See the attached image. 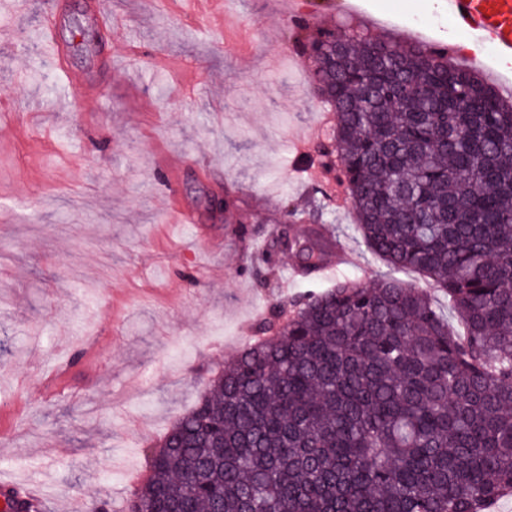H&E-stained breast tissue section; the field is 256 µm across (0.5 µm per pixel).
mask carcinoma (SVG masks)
<instances>
[{
  "label": "carcinoma",
  "instance_id": "cac0c4a2",
  "mask_svg": "<svg viewBox=\"0 0 512 512\" xmlns=\"http://www.w3.org/2000/svg\"><path fill=\"white\" fill-rule=\"evenodd\" d=\"M306 48L335 116L317 155L388 272L269 303L120 512H484L512 493V99L433 45L317 27ZM287 217L276 245L327 262ZM400 277L406 282L413 284L419 290L427 293L437 306L446 308V301L443 293L438 291V288H435L430 280L412 270L405 271L400 274Z\"/></svg>",
  "mask_w": 512,
  "mask_h": 512
}]
</instances>
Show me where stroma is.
I'll list each match as a JSON object with an SVG mask.
<instances>
[{
	"instance_id": "35a3bbf8",
	"label": "stroma",
	"mask_w": 512,
	"mask_h": 512,
	"mask_svg": "<svg viewBox=\"0 0 512 512\" xmlns=\"http://www.w3.org/2000/svg\"><path fill=\"white\" fill-rule=\"evenodd\" d=\"M91 2L52 0L50 35L38 0H0V471L46 512L119 506L126 467L141 468L269 299L387 271L336 196L325 211L346 258L333 275L297 276L271 248V218L290 206L305 220L336 177L316 154L335 116L292 17L404 43L469 40L442 0H231L203 16L187 0H101L109 31L92 25ZM70 72L101 98L69 102ZM159 151L179 158L175 179L154 170ZM226 192L229 221L207 206ZM174 199L196 223L168 226ZM265 254L263 288L252 271ZM67 357L45 388V363Z\"/></svg>"
}]
</instances>
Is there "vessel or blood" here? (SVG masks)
<instances>
[{
	"instance_id": "1",
	"label": "vessel or blood",
	"mask_w": 512,
	"mask_h": 512,
	"mask_svg": "<svg viewBox=\"0 0 512 512\" xmlns=\"http://www.w3.org/2000/svg\"><path fill=\"white\" fill-rule=\"evenodd\" d=\"M454 25L491 45L500 60H512V0H444ZM38 495L25 483L0 481V512H27Z\"/></svg>"
}]
</instances>
